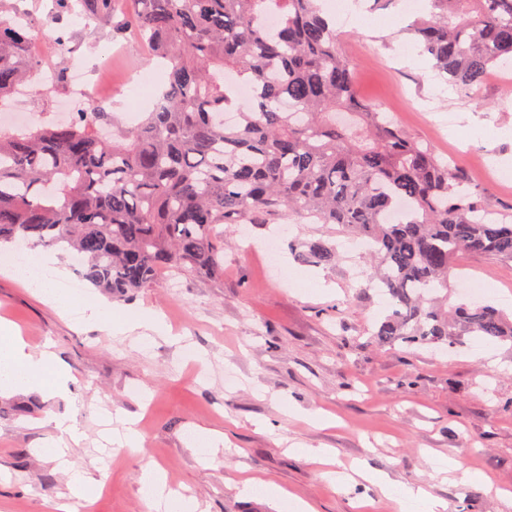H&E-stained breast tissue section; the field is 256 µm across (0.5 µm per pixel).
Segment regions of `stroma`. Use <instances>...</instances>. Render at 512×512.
<instances>
[{
  "instance_id": "stroma-1",
  "label": "stroma",
  "mask_w": 512,
  "mask_h": 512,
  "mask_svg": "<svg viewBox=\"0 0 512 512\" xmlns=\"http://www.w3.org/2000/svg\"><path fill=\"white\" fill-rule=\"evenodd\" d=\"M39 38L32 52L54 71L51 88L32 84L7 99L18 112L50 117L71 98L65 75L82 63L88 83L112 97V120L149 111L164 79L130 32L113 33L111 17L87 18L80 4L61 12L53 0H25ZM380 29L341 27L339 50L360 96L412 138L446 160L460 161L479 185L481 203L512 219V187L482 162H512V70L489 74L476 96L437 77L431 59L407 34L413 17L396 0H366ZM64 37L57 46L56 37ZM149 76L148 89L127 83ZM279 232L278 259L264 248ZM224 280L160 277L113 312L161 314L170 336L141 342L86 321L80 308L61 311L0 267V325L15 326L27 351L51 345L67 375V396L38 391L0 395V512H55L71 471L100 482L96 512H150L141 494L145 469L164 472L200 512H278L263 494L239 496L238 482L259 478L310 512H400L380 485L426 489L445 512H512V341L454 337L447 351L429 346H378L371 335L388 307L365 288L366 262L344 249L336 224L256 219L224 227ZM322 238L342 248L333 266L305 263L295 239ZM319 275L320 288L294 277ZM480 276L491 303L512 319V263L459 255L448 275V302H467L464 282ZM193 349L205 367L187 362ZM72 416L85 438L68 450L66 467L38 452L53 430L48 412ZM139 420L143 449L126 453L101 437L102 419ZM221 436L218 448L197 447L192 432ZM324 451L328 464L306 454ZM447 456L452 469L434 460ZM371 481L345 482L356 464Z\"/></svg>"
}]
</instances>
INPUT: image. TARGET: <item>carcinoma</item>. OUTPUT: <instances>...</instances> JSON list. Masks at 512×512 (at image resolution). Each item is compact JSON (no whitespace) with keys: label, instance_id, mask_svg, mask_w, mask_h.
Here are the masks:
<instances>
[{"label":"carcinoma","instance_id":"carcinoma-1","mask_svg":"<svg viewBox=\"0 0 512 512\" xmlns=\"http://www.w3.org/2000/svg\"><path fill=\"white\" fill-rule=\"evenodd\" d=\"M166 88L140 123L102 137L106 112L0 132V247H53L125 300L162 272L224 278V225L255 213L339 224L372 245L368 284L389 313L381 345L441 347L471 334L512 340L481 304L439 306L463 251L512 262V222L490 217L463 171L361 99L318 0H130ZM411 34L449 83L473 94L512 60V0H428ZM90 16L116 0H81ZM30 27L0 18V99L42 65ZM250 87L243 105L224 75ZM305 262L336 247L302 244Z\"/></svg>","mask_w":512,"mask_h":512}]
</instances>
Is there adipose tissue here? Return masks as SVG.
<instances>
[{"instance_id":"ef3b65f1","label":"adipose tissue","mask_w":512,"mask_h":512,"mask_svg":"<svg viewBox=\"0 0 512 512\" xmlns=\"http://www.w3.org/2000/svg\"><path fill=\"white\" fill-rule=\"evenodd\" d=\"M56 262L52 252L39 250L31 252L26 271L32 279L37 294L46 302L62 307L82 305L90 317L111 318L112 309L104 301L95 299L79 301L77 296L59 292L53 286L52 278L46 276L47 268ZM54 376V394L65 391L62 382L63 370L58 366L55 354L43 350L33 355L26 351L20 336L7 332L0 337V392H27L41 385L45 376ZM142 494L156 507L158 512H199L197 502L168 486L165 477L156 470L145 471L142 476Z\"/></svg>"}]
</instances>
